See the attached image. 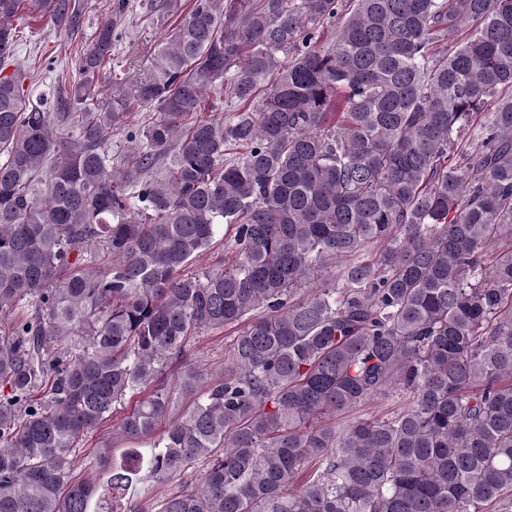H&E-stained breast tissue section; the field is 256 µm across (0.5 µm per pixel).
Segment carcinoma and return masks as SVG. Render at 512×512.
Instances as JSON below:
<instances>
[{
  "label": "carcinoma",
  "instance_id": "cac0c4a2",
  "mask_svg": "<svg viewBox=\"0 0 512 512\" xmlns=\"http://www.w3.org/2000/svg\"><path fill=\"white\" fill-rule=\"evenodd\" d=\"M26 2L0 0V512H115L142 471L183 486L133 512H512V0H193L90 108L119 2L54 109L4 73ZM227 232L233 263L186 273ZM236 326L221 376L188 364ZM117 416L132 447L77 476ZM405 405V401L400 397H390L389 399L385 397H378L374 399H370L360 405L356 410L347 414L346 418L342 420H348L355 416H368V415H382L387 412H392L400 407ZM112 440L114 441V455L118 456L119 452L123 450L125 446H128L121 441V438L116 434L114 428H112V421L103 425L100 430L95 433L92 439H90L82 448L76 449V455H78L79 463L77 474L80 476L91 479L97 483H102L104 475L98 467L99 455H102L110 450L112 456V448H106L105 445L112 447ZM96 445V448L93 446ZM90 444V447H88Z\"/></svg>",
  "mask_w": 512,
  "mask_h": 512
}]
</instances>
